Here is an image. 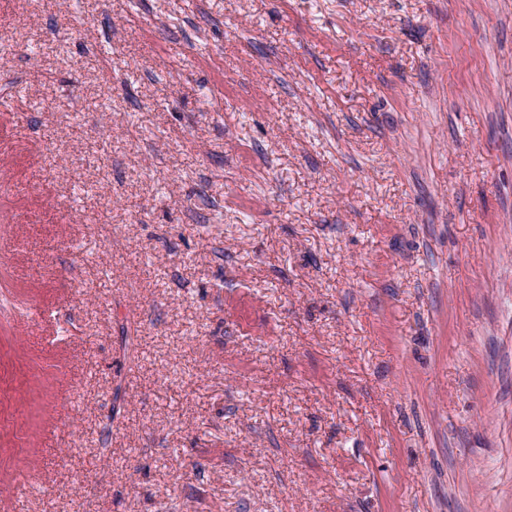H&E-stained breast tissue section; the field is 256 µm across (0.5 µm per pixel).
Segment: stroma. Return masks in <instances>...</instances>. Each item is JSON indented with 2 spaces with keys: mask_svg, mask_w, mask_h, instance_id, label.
Wrapping results in <instances>:
<instances>
[{
  "mask_svg": "<svg viewBox=\"0 0 512 512\" xmlns=\"http://www.w3.org/2000/svg\"><path fill=\"white\" fill-rule=\"evenodd\" d=\"M17 504L512 512V0H0Z\"/></svg>",
  "mask_w": 512,
  "mask_h": 512,
  "instance_id": "1",
  "label": "stroma"
}]
</instances>
